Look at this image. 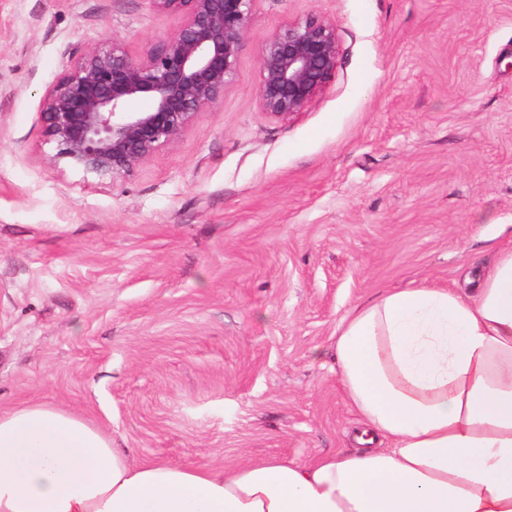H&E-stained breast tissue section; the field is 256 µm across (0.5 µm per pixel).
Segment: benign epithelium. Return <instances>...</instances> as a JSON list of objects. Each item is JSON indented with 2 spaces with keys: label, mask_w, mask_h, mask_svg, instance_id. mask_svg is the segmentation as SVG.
Returning <instances> with one entry per match:
<instances>
[{
  "label": "benign epithelium",
  "mask_w": 512,
  "mask_h": 512,
  "mask_svg": "<svg viewBox=\"0 0 512 512\" xmlns=\"http://www.w3.org/2000/svg\"><path fill=\"white\" fill-rule=\"evenodd\" d=\"M176 30L142 56L114 40L74 57L46 90L40 120L50 161L99 178H125L172 145L199 112L224 103L255 0H151ZM340 56L336 24L310 16L276 29L258 53L261 111L288 118L329 84ZM150 100L144 112L127 103Z\"/></svg>",
  "instance_id": "obj_1"
}]
</instances>
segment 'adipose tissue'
Wrapping results in <instances>:
<instances>
[{
    "instance_id": "ef3b65f1",
    "label": "adipose tissue",
    "mask_w": 512,
    "mask_h": 512,
    "mask_svg": "<svg viewBox=\"0 0 512 512\" xmlns=\"http://www.w3.org/2000/svg\"><path fill=\"white\" fill-rule=\"evenodd\" d=\"M336 362L357 447L307 463H136L71 413L0 411V512H512V249L354 307Z\"/></svg>"
}]
</instances>
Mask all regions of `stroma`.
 Returning <instances> with one entry per match:
<instances>
[{
    "label": "stroma",
    "instance_id": "stroma-1",
    "mask_svg": "<svg viewBox=\"0 0 512 512\" xmlns=\"http://www.w3.org/2000/svg\"><path fill=\"white\" fill-rule=\"evenodd\" d=\"M332 20L327 88L261 112L258 51ZM151 0H0V409L48 404L137 461L354 445L336 331L388 289H462L512 225V0H256L233 85L133 175L53 165L74 56L143 54Z\"/></svg>",
    "mask_w": 512,
    "mask_h": 512
}]
</instances>
